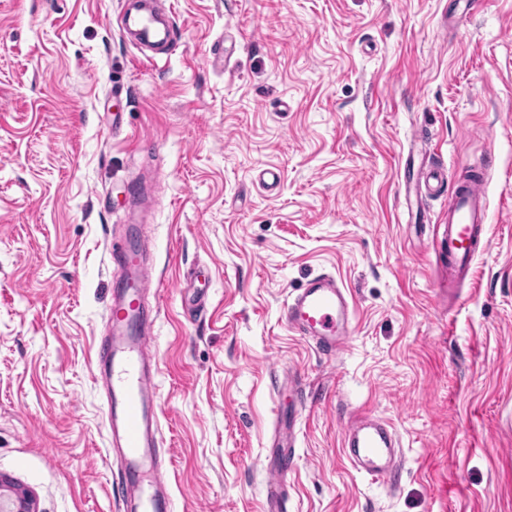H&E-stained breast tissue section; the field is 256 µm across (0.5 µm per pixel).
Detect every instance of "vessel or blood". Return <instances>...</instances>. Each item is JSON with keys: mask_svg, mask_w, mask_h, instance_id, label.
Returning <instances> with one entry per match:
<instances>
[{"mask_svg": "<svg viewBox=\"0 0 512 512\" xmlns=\"http://www.w3.org/2000/svg\"><path fill=\"white\" fill-rule=\"evenodd\" d=\"M121 24L131 37H153L170 45L175 34L160 7L140 6L127 12ZM487 172L477 167L465 180L448 169L417 171L412 189L431 197L441 189L452 191L448 208L445 249L448 280L466 278L485 245L489 200ZM146 238L130 244L112 240V329L103 336L95 354L93 375L107 382L106 427L109 451L118 462L124 512H174L172 498L159 497L146 487V479L161 481L165 466L157 454L162 445V401L155 381L156 355L150 347L149 329L156 321L157 306L147 305L152 294L145 262ZM353 299L349 290L330 273L313 276L296 290L286 304L289 329L309 341L326 356L341 354L352 334ZM296 418H289L280 441L263 464L268 489V512H288V470L296 456ZM345 445L353 468L366 476L390 482L401 463L396 458L393 426L364 412H353L345 423Z\"/></svg>", "mask_w": 512, "mask_h": 512, "instance_id": "b4317fda", "label": "vessel or blood"}]
</instances>
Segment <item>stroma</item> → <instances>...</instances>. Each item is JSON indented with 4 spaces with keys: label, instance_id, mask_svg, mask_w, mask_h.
I'll use <instances>...</instances> for the list:
<instances>
[{
    "label": "stroma",
    "instance_id": "stroma-1",
    "mask_svg": "<svg viewBox=\"0 0 512 512\" xmlns=\"http://www.w3.org/2000/svg\"><path fill=\"white\" fill-rule=\"evenodd\" d=\"M125 3L0 0V473L39 512H121L91 367L110 241L142 224L168 286L153 346L176 512H265L279 413L301 428L291 512H512V0H171L178 47L153 62ZM416 138L426 167L496 156L487 246L453 299L448 198H406ZM318 273L354 299L332 359L283 317ZM356 410L396 429V486L344 455Z\"/></svg>",
    "mask_w": 512,
    "mask_h": 512
}]
</instances>
